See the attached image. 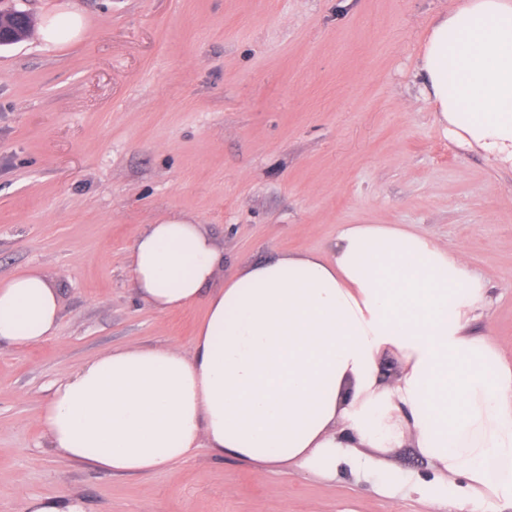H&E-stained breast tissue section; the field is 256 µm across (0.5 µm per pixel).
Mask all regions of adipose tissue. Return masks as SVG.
<instances>
[{
	"label": "adipose tissue",
	"mask_w": 512,
	"mask_h": 512,
	"mask_svg": "<svg viewBox=\"0 0 512 512\" xmlns=\"http://www.w3.org/2000/svg\"><path fill=\"white\" fill-rule=\"evenodd\" d=\"M419 59L448 139L512 170V0H463ZM129 271L153 309L205 315L191 350L114 348L53 381L41 422L65 458L134 475L204 449L329 473L348 449L408 438L451 477L423 487L433 501L468 512L481 486L512 502V365L468 331L487 290L462 252L394 224H344L328 251L228 272L200 226L173 217L136 238ZM59 312L40 268L0 280V341L41 343ZM388 352L402 362L391 384Z\"/></svg>",
	"instance_id": "1"
}]
</instances>
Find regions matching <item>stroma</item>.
<instances>
[{
	"mask_svg": "<svg viewBox=\"0 0 512 512\" xmlns=\"http://www.w3.org/2000/svg\"><path fill=\"white\" fill-rule=\"evenodd\" d=\"M461 2L16 0L85 26L0 48V279L40 268L61 303L55 336L0 341V512L24 493L84 512H457L421 493L451 478L409 442L352 449L332 473L202 449L108 475L50 448L41 414L51 382L102 351L191 348L203 305L161 313L130 284L133 241L166 217L200 224L229 271L326 251L342 224L432 236L485 281L470 330L511 361L512 171L448 140L419 72ZM45 32L53 43L66 42L76 36L82 28V18L74 12L49 16L45 20Z\"/></svg>",
	"mask_w": 512,
	"mask_h": 512,
	"instance_id": "35a3bbf8",
	"label": "stroma"
}]
</instances>
